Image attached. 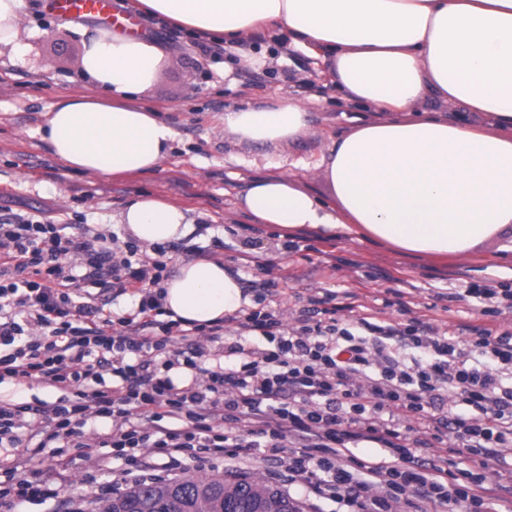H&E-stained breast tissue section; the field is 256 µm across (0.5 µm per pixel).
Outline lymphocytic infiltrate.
Segmentation results:
<instances>
[{
	"label": "lymphocytic infiltrate",
	"mask_w": 512,
	"mask_h": 512,
	"mask_svg": "<svg viewBox=\"0 0 512 512\" xmlns=\"http://www.w3.org/2000/svg\"><path fill=\"white\" fill-rule=\"evenodd\" d=\"M111 232L63 234L44 215L0 216V381L39 383L54 401L0 400V506L52 497L69 478L63 457L84 428L146 481L157 460L200 465L226 449L288 448V478L361 512H494L512 485L488 482L512 447V331L423 322L342 324L317 299L283 317L252 310L211 326L161 321L154 293L167 250L139 257ZM93 286L130 295L112 315L85 299ZM224 338L235 364L206 368L204 341ZM367 445L366 458L355 449Z\"/></svg>",
	"instance_id": "1"
}]
</instances>
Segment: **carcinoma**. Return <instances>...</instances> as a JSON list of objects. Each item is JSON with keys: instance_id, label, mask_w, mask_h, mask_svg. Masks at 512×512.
<instances>
[{"instance_id": "cac0c4a2", "label": "carcinoma", "mask_w": 512, "mask_h": 512, "mask_svg": "<svg viewBox=\"0 0 512 512\" xmlns=\"http://www.w3.org/2000/svg\"><path fill=\"white\" fill-rule=\"evenodd\" d=\"M90 512H303L300 502L259 477L135 483Z\"/></svg>"}]
</instances>
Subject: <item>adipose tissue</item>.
<instances>
[{
  "label": "adipose tissue",
  "instance_id": "obj_1",
  "mask_svg": "<svg viewBox=\"0 0 512 512\" xmlns=\"http://www.w3.org/2000/svg\"><path fill=\"white\" fill-rule=\"evenodd\" d=\"M225 48L269 29L288 34L336 76L348 99L380 111L337 137L319 161L332 201L296 178L259 179L242 209L256 223L355 235L405 254L459 257L498 241L512 253V0H137ZM26 0H0V50L21 57ZM170 54L155 38L95 30L84 42L87 94L53 104L44 138L69 168L120 178L154 172L177 138L145 102ZM475 113L469 124L418 112L425 95ZM223 130L235 141L278 146L305 138L311 114L284 98L264 109L229 108ZM119 222L147 246L182 240L189 209L145 194ZM169 319L209 326L250 303L223 259L179 262L162 285Z\"/></svg>",
  "mask_w": 512,
  "mask_h": 512
}]
</instances>
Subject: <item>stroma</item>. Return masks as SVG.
I'll list each match as a JSON object with an SVG mask.
<instances>
[{
  "label": "stroma",
  "mask_w": 512,
  "mask_h": 512,
  "mask_svg": "<svg viewBox=\"0 0 512 512\" xmlns=\"http://www.w3.org/2000/svg\"><path fill=\"white\" fill-rule=\"evenodd\" d=\"M147 31L172 57L147 99L178 132L173 151L154 173L120 179L92 177L66 167L44 140L41 129L51 104L85 91L80 72L83 30L95 20L65 21L44 14L43 0H27L24 20L25 59L0 55V208L14 213L42 211L66 226L69 235L84 225L115 228L131 200L153 194L191 208L193 232L185 246L224 258L238 272L253 308L291 312L309 299L325 300L340 320L368 314L375 323H409L412 319L455 332L460 324L512 327L494 321L449 298V289L464 291L491 284L512 289V257H500L496 244L478 254L442 264L414 259L392 248L355 237H330L318 230L299 233L296 249L265 225L253 223L239 206L251 181L269 175H292L312 194L331 202L328 180L317 163L332 139L351 131L356 119L372 111L346 99L335 79L287 37L264 34L223 61L206 59L178 29L142 17ZM263 59L260 67H239L237 57ZM304 102L312 114L308 136L292 146L251 147L225 138L217 123L230 107H262L281 98ZM257 257L272 265L264 273L246 267ZM72 479L50 499L32 498L16 512H55L59 503L89 505L112 494L120 467L108 448H68ZM105 461L94 470L95 460ZM288 455L269 462L258 451L227 454L185 472L164 471L161 481L185 476H262L303 502L307 512H338L333 500H309L303 488L288 482Z\"/></svg>",
  "instance_id": "35a3bbf8"
}]
</instances>
